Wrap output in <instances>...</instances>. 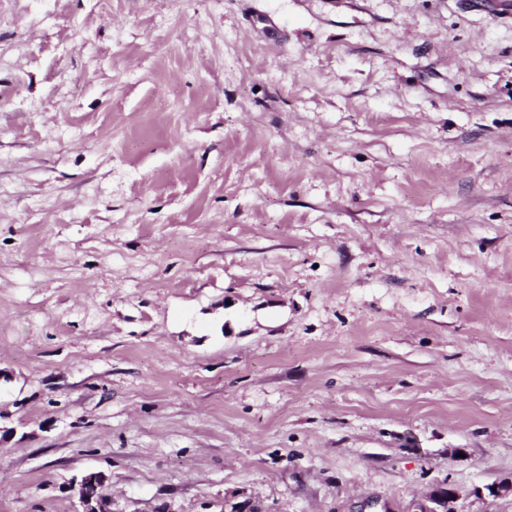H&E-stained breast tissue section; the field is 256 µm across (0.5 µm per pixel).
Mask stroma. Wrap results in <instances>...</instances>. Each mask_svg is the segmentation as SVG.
Wrapping results in <instances>:
<instances>
[{"label": "stroma", "instance_id": "1", "mask_svg": "<svg viewBox=\"0 0 512 512\" xmlns=\"http://www.w3.org/2000/svg\"><path fill=\"white\" fill-rule=\"evenodd\" d=\"M0 0V512H512V8ZM104 476L98 472L84 475L79 483V512H111L108 502L99 493Z\"/></svg>", "mask_w": 512, "mask_h": 512}]
</instances>
